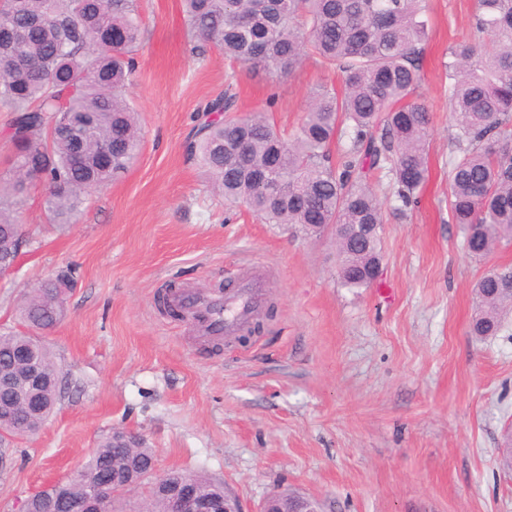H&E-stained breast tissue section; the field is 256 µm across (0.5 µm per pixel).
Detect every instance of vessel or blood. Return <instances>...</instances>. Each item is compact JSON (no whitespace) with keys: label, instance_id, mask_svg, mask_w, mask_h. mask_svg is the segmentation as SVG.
<instances>
[{"label":"vessel or blood","instance_id":"vessel-or-blood-1","mask_svg":"<svg viewBox=\"0 0 512 512\" xmlns=\"http://www.w3.org/2000/svg\"><path fill=\"white\" fill-rule=\"evenodd\" d=\"M266 284L253 275L241 280L238 288L223 295L180 294L176 303L199 316L208 338L236 335L259 314L265 298Z\"/></svg>","mask_w":512,"mask_h":512}]
</instances>
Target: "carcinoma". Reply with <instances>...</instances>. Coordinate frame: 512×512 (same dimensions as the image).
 Wrapping results in <instances>:
<instances>
[{"mask_svg":"<svg viewBox=\"0 0 512 512\" xmlns=\"http://www.w3.org/2000/svg\"><path fill=\"white\" fill-rule=\"evenodd\" d=\"M188 35L224 57L282 77L314 56L338 67L345 88L314 94L297 130L286 137L261 113L222 118L235 96L208 102L186 146L228 205H244L266 224H297L307 235H331L338 277L347 288H368L382 259L381 233L352 238L357 224H384L382 204L367 178L391 163L403 209L428 172L429 109L410 99L421 82V44L427 37L422 0H181ZM475 27L496 49L484 54L462 42L449 50L448 110L456 130L448 213L466 232L477 257L512 242V0H475ZM144 40L137 0H4L0 5V106L14 114L8 137L14 152L0 178V255L17 254L27 174L46 187L45 208L71 224L86 200L127 170L140 150L138 112L127 86ZM344 130L350 145L340 160L330 150ZM109 150L110 160L100 154ZM512 266L487 272L475 288L472 333L499 330L512 295L499 290ZM66 274L32 288L21 305L31 329L64 318ZM27 347L42 367L39 408L0 416V435L24 421L33 429L60 401L59 369L49 347L26 333L0 335V349ZM154 452L139 437L109 435L53 498L33 495L32 512H70L114 471L147 470ZM202 493L224 496L205 475L171 472ZM148 512H168L162 489H152Z\"/></svg>","mask_w":512,"mask_h":512,"instance_id":"cac0c4a2","label":"carcinoma"}]
</instances>
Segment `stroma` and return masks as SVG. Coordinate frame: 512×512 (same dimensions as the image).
I'll use <instances>...</instances> for the list:
<instances>
[{"mask_svg":"<svg viewBox=\"0 0 512 512\" xmlns=\"http://www.w3.org/2000/svg\"><path fill=\"white\" fill-rule=\"evenodd\" d=\"M424 5L416 96L432 119L428 177L396 216L391 173L370 174L388 214L381 272L349 289L330 236L225 207L186 153L201 110L224 91L234 115L265 110L291 134L313 92L342 88V73L310 58L275 79L212 47L196 53L180 0H139L145 42L128 89L137 159L71 224L50 223L44 188L31 185L21 252L0 277V333L23 330L20 304L41 280L74 278L64 319L42 335L62 398L37 435L0 445V512H21L118 430L153 448L158 473L207 475L243 512L280 490L328 512H512V475L498 463L512 428V314L495 335L470 332L474 285L512 265V243L473 258L448 216V49L493 44L475 28V0ZM251 265L266 274L259 330L215 345L158 310L169 287L232 288Z\"/></svg>","mask_w":512,"mask_h":512,"instance_id":"1","label":"stroma"}]
</instances>
